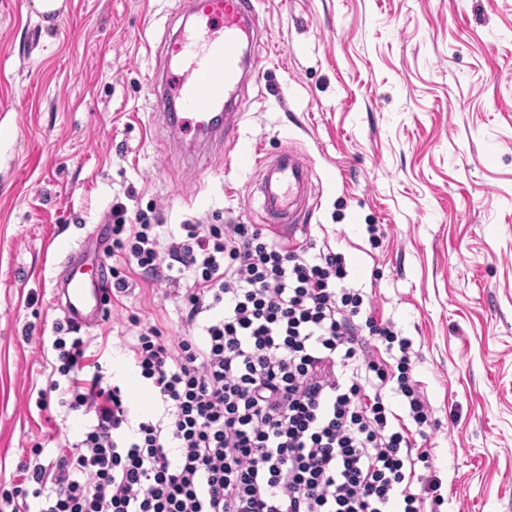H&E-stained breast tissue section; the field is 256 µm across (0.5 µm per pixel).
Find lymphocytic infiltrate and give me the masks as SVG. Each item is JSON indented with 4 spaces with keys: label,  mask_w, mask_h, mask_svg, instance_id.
<instances>
[{
    "label": "lymphocytic infiltrate",
    "mask_w": 512,
    "mask_h": 512,
    "mask_svg": "<svg viewBox=\"0 0 512 512\" xmlns=\"http://www.w3.org/2000/svg\"><path fill=\"white\" fill-rule=\"evenodd\" d=\"M113 295L128 271L190 280L182 316L201 335L166 336L133 320V355L166 406L131 424L125 391L88 362L87 342L57 324L59 393L90 421L54 466L24 465L0 487V512H422L418 474L431 408L410 344L348 287L345 258L308 254L254 224L183 225L162 239L156 213L128 223L111 208ZM92 378H82L84 368ZM402 397L408 422L385 388Z\"/></svg>",
    "instance_id": "1"
}]
</instances>
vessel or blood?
Instances as JSON below:
<instances>
[{
	"mask_svg": "<svg viewBox=\"0 0 512 512\" xmlns=\"http://www.w3.org/2000/svg\"><path fill=\"white\" fill-rule=\"evenodd\" d=\"M195 21L164 44L161 73L152 74L155 112L171 138L184 131L203 142L222 136L238 140L235 167L257 162L253 145L239 136L243 113L234 111L248 76L256 69L253 44L258 27L255 0H189ZM260 177V209L268 227L295 242L310 211L311 174L301 155L286 149ZM63 275L55 300L73 326L92 327L109 290L103 270L86 275L82 248L65 246Z\"/></svg>",
	"mask_w": 512,
	"mask_h": 512,
	"instance_id": "obj_1",
	"label": "vessel or blood"
}]
</instances>
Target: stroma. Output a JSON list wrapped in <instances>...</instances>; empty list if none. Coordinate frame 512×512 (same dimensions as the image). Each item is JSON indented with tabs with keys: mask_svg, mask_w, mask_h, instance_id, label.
Returning a JSON list of instances; mask_svg holds the SVG:
<instances>
[{
	"mask_svg": "<svg viewBox=\"0 0 512 512\" xmlns=\"http://www.w3.org/2000/svg\"><path fill=\"white\" fill-rule=\"evenodd\" d=\"M186 0H0V483L29 448L54 461L88 418L37 406L58 365L54 305L66 244L101 256L110 210L258 224V171L236 145L197 163L152 116L149 72ZM259 73L241 93L260 163L299 151L316 197L298 242L346 261L349 286L392 321L436 426L434 512H512V0H257ZM385 236L373 245L368 225ZM89 350L138 377L129 317L192 329L179 289L132 271Z\"/></svg>",
	"mask_w": 512,
	"mask_h": 512,
	"instance_id": "obj_1",
	"label": "stroma"
}]
</instances>
